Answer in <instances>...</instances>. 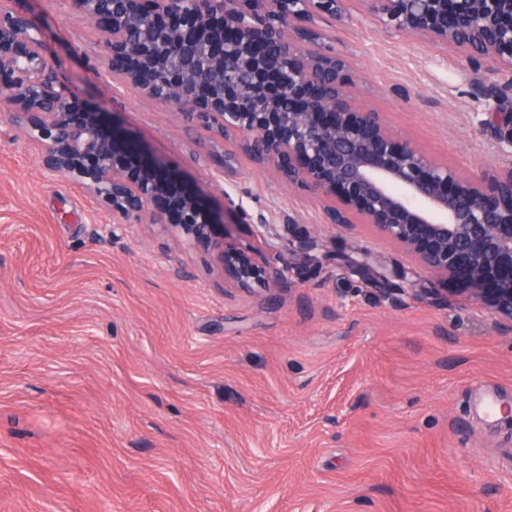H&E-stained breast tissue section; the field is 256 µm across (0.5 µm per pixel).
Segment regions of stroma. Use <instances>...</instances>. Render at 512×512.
Segmentation results:
<instances>
[{
  "label": "stroma",
  "instance_id": "35a3bbf8",
  "mask_svg": "<svg viewBox=\"0 0 512 512\" xmlns=\"http://www.w3.org/2000/svg\"><path fill=\"white\" fill-rule=\"evenodd\" d=\"M61 83L163 159L232 237L287 272L225 288L157 224L114 225L0 104V512H512V330L366 224L238 151L235 174L164 105L113 82L66 0H23ZM319 20L357 105L461 173L512 165L485 65L384 32L361 0ZM294 213L297 236L266 224ZM411 281L413 294L402 291ZM486 119L481 122L483 128H489L496 133L500 148L504 146L512 153V112H485Z\"/></svg>",
  "mask_w": 512,
  "mask_h": 512
}]
</instances>
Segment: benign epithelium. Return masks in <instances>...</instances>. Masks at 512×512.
Here are the masks:
<instances>
[{
    "instance_id": "1",
    "label": "benign epithelium",
    "mask_w": 512,
    "mask_h": 512,
    "mask_svg": "<svg viewBox=\"0 0 512 512\" xmlns=\"http://www.w3.org/2000/svg\"><path fill=\"white\" fill-rule=\"evenodd\" d=\"M100 35L113 79L168 106L210 142L241 140L256 163L327 201L323 223L369 224L419 268L464 286L471 301L512 321V166L465 177L392 133L351 100L344 63L317 51L316 19L345 18L344 0H67ZM387 32L482 59L495 79L485 98L512 91V0H364ZM18 0H0V101L40 149L43 166L93 194L118 224H160L208 252L239 288L283 280L230 241L234 210L216 213L163 162L101 112H71L77 90L56 80L41 29ZM481 126L512 150V112ZM224 225V237L212 226ZM263 228L282 242L293 215Z\"/></svg>"
}]
</instances>
